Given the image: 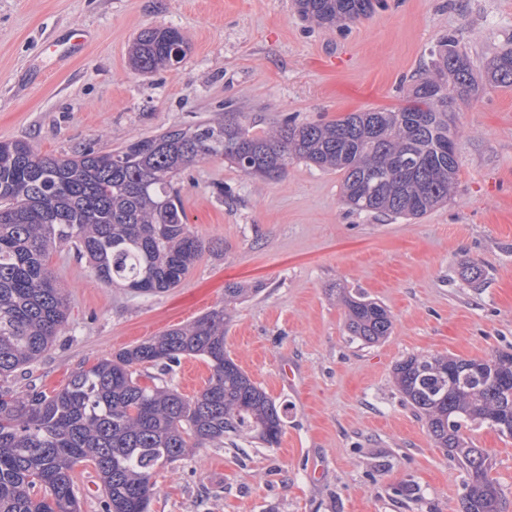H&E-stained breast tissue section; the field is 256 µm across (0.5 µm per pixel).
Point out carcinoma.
<instances>
[{
  "label": "carcinoma",
  "mask_w": 512,
  "mask_h": 512,
  "mask_svg": "<svg viewBox=\"0 0 512 512\" xmlns=\"http://www.w3.org/2000/svg\"><path fill=\"white\" fill-rule=\"evenodd\" d=\"M299 16L341 27L368 17L373 0H295ZM189 49L175 27L141 31L131 50L143 73L179 65ZM485 80L512 85V48L489 61ZM479 82L453 35L432 51V73L397 109L355 112L321 123L277 121L258 135L242 112L132 141L110 153L83 148L40 155L25 141H0V512H81L74 466L89 461L101 482L102 512H148L157 468L189 448L251 438L272 447L284 408L224 348L225 307L88 365L51 392L14 388L68 320L66 289L48 267L63 243L103 284L136 296L177 287L204 242L174 188L180 172L222 158L248 176L276 181L293 161L342 175L343 204L359 214L417 219L446 202L460 165L449 107ZM350 336L390 335L389 311L344 298ZM184 356L211 368L192 398L156 383ZM409 357L394 368L399 392L448 457L466 472L461 512H502L487 453L467 432L492 424L512 437V353L488 359Z\"/></svg>",
  "instance_id": "1"
}]
</instances>
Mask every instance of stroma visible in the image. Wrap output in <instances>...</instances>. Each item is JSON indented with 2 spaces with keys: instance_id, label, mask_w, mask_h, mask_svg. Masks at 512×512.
I'll return each instance as SVG.
<instances>
[{
  "instance_id": "obj_1",
  "label": "stroma",
  "mask_w": 512,
  "mask_h": 512,
  "mask_svg": "<svg viewBox=\"0 0 512 512\" xmlns=\"http://www.w3.org/2000/svg\"><path fill=\"white\" fill-rule=\"evenodd\" d=\"M166 26L187 37L184 61L135 71L134 37ZM70 28L92 39L61 65L46 43ZM451 34L482 72L512 47V0H378L343 29L303 22L294 0H0V140L46 155L107 153L228 107L262 135L283 114L308 123L393 109ZM450 110L460 178L422 218L349 212L341 174L303 162L268 182L210 158L177 178L207 248L176 288L130 295L58 247L49 267L68 291L69 322L17 389L60 387L80 362L224 304L225 348L285 407L283 435L273 447L195 448L157 469L149 512H457L465 473L393 370L411 356L512 353V86L480 88ZM469 262L480 278L464 279ZM231 282L248 292L228 305ZM348 294L385 305L390 335L352 339ZM472 438L512 512V437L486 426Z\"/></svg>"
}]
</instances>
